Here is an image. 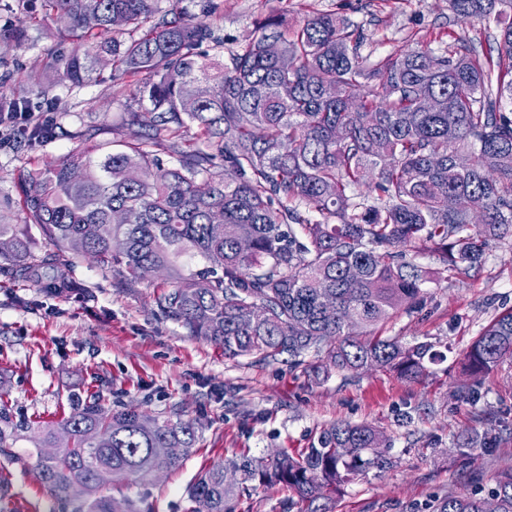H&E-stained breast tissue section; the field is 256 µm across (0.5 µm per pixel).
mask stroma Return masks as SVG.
<instances>
[{"label":"stroma","mask_w":512,"mask_h":512,"mask_svg":"<svg viewBox=\"0 0 512 512\" xmlns=\"http://www.w3.org/2000/svg\"><path fill=\"white\" fill-rule=\"evenodd\" d=\"M162 0L166 9L206 20L224 37L225 50L244 46L257 21L278 15L296 27L311 14H333L361 26L367 51L385 55L420 46L440 48L458 37H478L495 48L482 24L452 23L449 0ZM23 52L0 43V79L38 102L42 93L28 73L56 52L79 49L59 42L54 22L30 28ZM52 138L31 148L0 150V210L25 221L19 181L35 161H53L76 147L101 144L104 129L121 126L130 102L112 93V70L68 90L56 85ZM407 258L426 272L421 304L402 309L375 328V336L406 345L430 344L437 361L414 380L379 367L336 371L308 353L292 366L287 356L225 357L221 347L187 335L156 312L153 282L135 284L85 259L63 270L45 266L41 282L20 277L0 260V400L32 421H57L73 395L97 393L113 409L134 407L153 415L196 420L199 441L174 470L122 486L108 495L136 501L146 512H189L188 489L214 462L242 454L263 457L277 449L299 452L321 430L343 421L369 423L387 439L385 467L368 468L341 491L328 494L326 512H434L451 495L489 490L512 468V359L481 379L464 371L470 344L499 315L512 311V238L490 241L481 264L461 274L444 271L429 250ZM75 284L58 293L50 283ZM30 436L18 439L17 459L0 456V512H70L37 481ZM235 512H310L287 487L250 483Z\"/></svg>","instance_id":"1"}]
</instances>
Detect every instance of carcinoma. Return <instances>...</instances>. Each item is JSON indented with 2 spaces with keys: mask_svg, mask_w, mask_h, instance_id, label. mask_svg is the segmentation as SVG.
Here are the masks:
<instances>
[{
  "mask_svg": "<svg viewBox=\"0 0 512 512\" xmlns=\"http://www.w3.org/2000/svg\"><path fill=\"white\" fill-rule=\"evenodd\" d=\"M449 2L456 19L499 30L497 58L466 38L442 52L364 56V30L334 14L312 15L292 30L271 15L226 65L209 54L224 47L217 29L160 0H22L33 25L63 19L56 33L86 44L83 54L52 57L29 79L37 84L49 72L80 87L104 58L114 81L152 76L132 91L151 108L129 109L133 131L116 132L117 149L96 160L77 149L27 175L25 223L0 214V240L11 242L0 258L21 274L31 269L35 224L58 266L87 258L131 283L148 266L165 272L153 296L158 312L226 357L296 359L313 350L340 371L365 364L418 378L430 346L370 331L423 296L426 279L402 249H429L465 274L482 262L489 240L512 235V0ZM0 40L30 47L25 27ZM25 104L0 93V115ZM189 124L196 132L182 145ZM20 134L31 145L52 136L38 126ZM165 153L176 163L163 165ZM362 185L371 195H358ZM196 256L203 267H187ZM346 316L357 317L360 331L347 332ZM511 357L512 312L466 354L476 377ZM22 429L38 436L31 457L42 484L72 512H144L104 494L96 472L111 469L114 485L144 479L180 466L162 449H192L198 438L193 419L112 410L95 393L73 397L69 414L45 425L16 421L1 404L0 456H13ZM383 441L370 425L336 423L295 455L281 449L214 463L189 490L190 512H233L249 480L314 502L387 463L372 453ZM47 446L57 453L43 455ZM74 485L84 488L78 501L70 498ZM488 497L498 512H512V469L487 497L450 496L436 512H484Z\"/></svg>",
  "mask_w": 512,
  "mask_h": 512,
  "instance_id": "cac0c4a2",
  "label": "carcinoma"
}]
</instances>
